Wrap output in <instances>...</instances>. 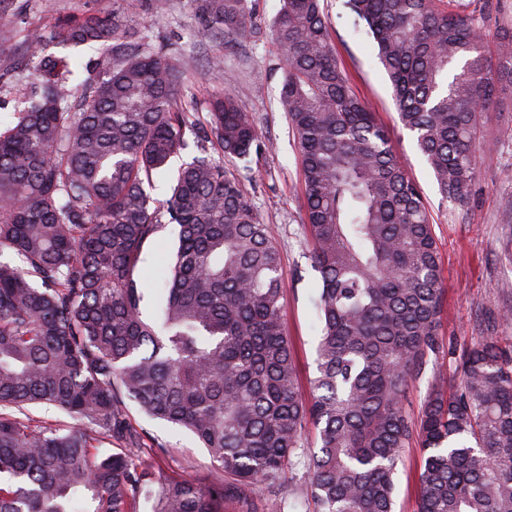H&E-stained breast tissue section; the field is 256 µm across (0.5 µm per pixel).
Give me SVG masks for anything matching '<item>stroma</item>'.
<instances>
[{"mask_svg": "<svg viewBox=\"0 0 512 512\" xmlns=\"http://www.w3.org/2000/svg\"><path fill=\"white\" fill-rule=\"evenodd\" d=\"M279 0H255L253 20L262 30L259 41L228 48L221 34L202 23L195 0H170L165 14L153 13L146 0H16L12 17L0 22V31L13 27L49 28L55 17L85 10L114 12L148 35L167 55L195 51L198 67L181 87L192 101L196 122L207 119L213 95L228 93L255 124L264 150L254 154L243 183L251 194L280 252L283 268V320L291 343L298 396L311 400L316 376L319 324L318 290L304 226L303 177L297 142L279 103L280 61L266 31ZM338 61L350 85L388 129L393 148L410 177L420 186L433 223L441 258L444 286L439 315V340L446 356L439 359V380L430 374L411 383L405 400L417 415L433 386L452 390L464 351L484 336L512 347V96H499L490 106L481 128L490 160L482 165L468 210L442 199L433 175L412 135L402 128L390 82L377 62L370 40L354 33L341 0H325ZM173 235L147 244L141 277L147 282L143 313L153 318L161 301L160 276L172 260ZM130 417L156 444V463L167 476L206 482L214 463L189 432L146 418L138 408ZM424 454L408 448L396 475L395 512H416Z\"/></svg>", "mask_w": 512, "mask_h": 512, "instance_id": "stroma-1", "label": "stroma"}]
</instances>
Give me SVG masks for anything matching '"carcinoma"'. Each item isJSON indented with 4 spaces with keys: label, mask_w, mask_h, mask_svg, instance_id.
I'll use <instances>...</instances> for the list:
<instances>
[{
    "label": "carcinoma",
    "mask_w": 512,
    "mask_h": 512,
    "mask_svg": "<svg viewBox=\"0 0 512 512\" xmlns=\"http://www.w3.org/2000/svg\"><path fill=\"white\" fill-rule=\"evenodd\" d=\"M252 0H196L227 47L258 34ZM391 84L443 199H471L488 104L512 90V12L495 31L459 0H342ZM270 39L279 103L297 139L306 228L318 273L315 397L295 391L283 322L281 257L240 174L261 148L235 99L215 98L196 154L176 85L191 53L167 58L97 12L61 15L52 38L106 50L101 71L69 87L77 57L35 59L26 106L0 129V512H290L280 484L307 462L317 512H394L404 449L425 454L417 512H512V349L486 337L459 379L417 417L409 383L439 349V251L419 185L387 128L339 65L321 0H281ZM177 245L158 317L142 318L146 244ZM188 430L218 462L204 484L164 478L143 451L127 402ZM54 409L78 427L35 420ZM317 429L307 450L302 431ZM266 490L262 510L246 491Z\"/></svg>",
    "instance_id": "1"
}]
</instances>
